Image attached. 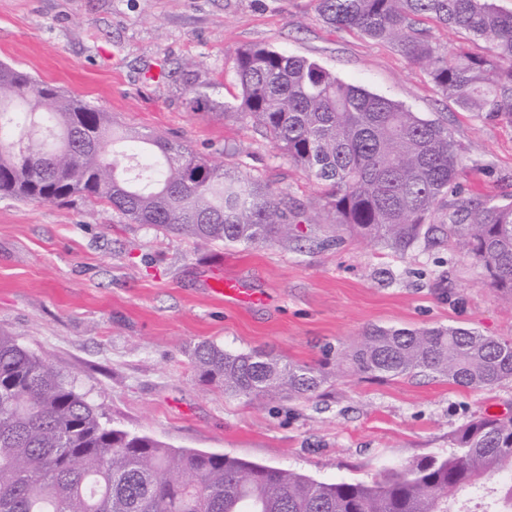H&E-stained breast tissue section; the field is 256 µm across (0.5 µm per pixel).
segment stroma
<instances>
[{"mask_svg":"<svg viewBox=\"0 0 512 512\" xmlns=\"http://www.w3.org/2000/svg\"><path fill=\"white\" fill-rule=\"evenodd\" d=\"M262 43L447 124L464 199L512 201V122L476 119L437 94L393 46L319 20L315 0H0V60L167 136L217 165L238 164L302 204L301 240L224 246L128 223L105 206L0 197V333L45 358L113 426L174 448L227 453L332 482L452 452V434L512 416V381L473 390L418 374L338 372L336 349L374 325L464 327L512 341V303L449 243L392 253L333 232L319 186L252 121L193 114L182 70L233 100L231 53ZM479 156L481 167L469 159ZM237 278L241 307L216 290ZM323 368L308 399L251 401L202 385L201 342Z\"/></svg>","mask_w":512,"mask_h":512,"instance_id":"1","label":"stroma"}]
</instances>
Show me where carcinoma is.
<instances>
[{"label": "carcinoma", "mask_w": 512, "mask_h": 512, "mask_svg": "<svg viewBox=\"0 0 512 512\" xmlns=\"http://www.w3.org/2000/svg\"><path fill=\"white\" fill-rule=\"evenodd\" d=\"M327 25L393 45L426 67L435 91L476 118L512 122V12L492 0H316ZM432 21L488 43L484 55L440 51ZM239 94L218 102L186 81L199 115L259 125L321 187L347 230L396 254L446 240L512 301V202L457 195L460 158L448 126L346 83L317 61L256 43L235 50ZM0 195L90 202L127 221L200 244L298 237L309 212L240 166L217 168L179 142L122 129L109 113L0 63ZM442 212L441 223L431 218ZM365 378L424 373L462 387L512 381V342L462 327L374 325L338 353ZM192 360L207 386L250 400L312 397L324 370L210 342ZM456 451L395 467L371 483L322 482L236 456L175 449L114 427L45 359L0 334V512H460L455 494L483 492L482 512H512V418L479 416Z\"/></svg>", "instance_id": "1"}]
</instances>
